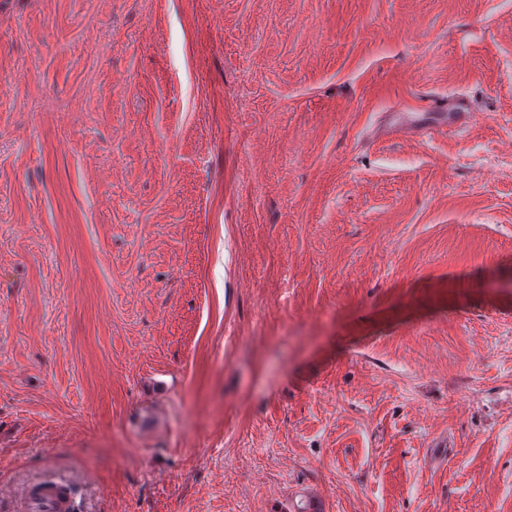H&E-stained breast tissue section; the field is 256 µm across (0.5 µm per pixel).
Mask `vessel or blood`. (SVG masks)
Instances as JSON below:
<instances>
[{"mask_svg":"<svg viewBox=\"0 0 512 512\" xmlns=\"http://www.w3.org/2000/svg\"><path fill=\"white\" fill-rule=\"evenodd\" d=\"M427 116L399 113L396 122L381 127L384 135L455 132L466 127L475 117L467 99L448 95L431 98ZM20 512H68L69 502L60 484L48 482L32 494H26L18 505Z\"/></svg>","mask_w":512,"mask_h":512,"instance_id":"vessel-or-blood-1","label":"vessel or blood"}]
</instances>
